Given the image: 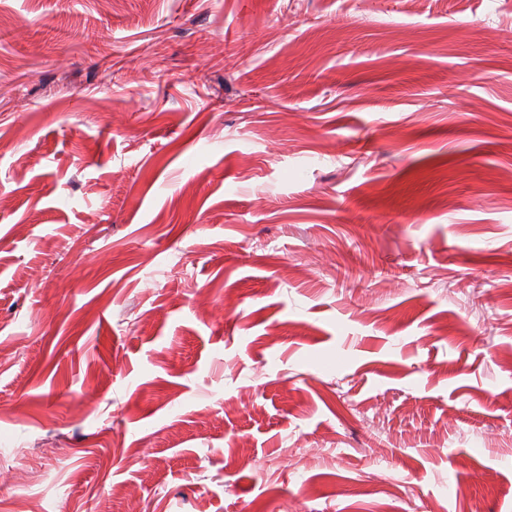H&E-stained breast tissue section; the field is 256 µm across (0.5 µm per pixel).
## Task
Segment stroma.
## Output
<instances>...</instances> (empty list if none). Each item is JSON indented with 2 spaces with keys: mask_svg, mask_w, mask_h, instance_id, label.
<instances>
[{
  "mask_svg": "<svg viewBox=\"0 0 512 512\" xmlns=\"http://www.w3.org/2000/svg\"><path fill=\"white\" fill-rule=\"evenodd\" d=\"M0 140V496L512 512V0H0Z\"/></svg>",
  "mask_w": 512,
  "mask_h": 512,
  "instance_id": "stroma-1",
  "label": "stroma"
}]
</instances>
